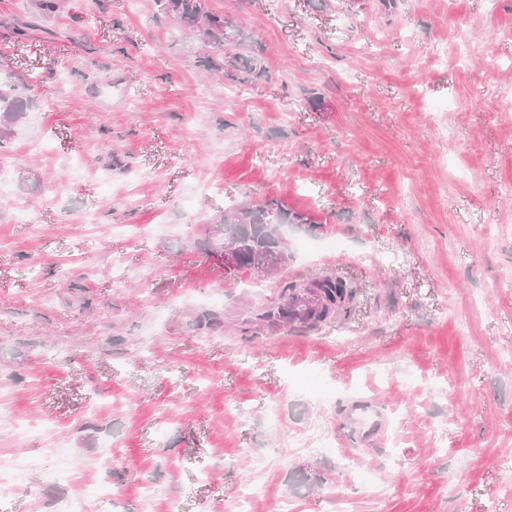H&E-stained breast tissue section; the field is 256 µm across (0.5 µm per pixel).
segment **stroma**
I'll return each mask as SVG.
<instances>
[{"label":"stroma","instance_id":"obj_1","mask_svg":"<svg viewBox=\"0 0 512 512\" xmlns=\"http://www.w3.org/2000/svg\"><path fill=\"white\" fill-rule=\"evenodd\" d=\"M40 3L0 0V456L43 462L0 512H231L260 457L257 512H512V0H204L233 48ZM270 199L308 219L287 267L225 269L205 224ZM325 274L347 311L245 330ZM28 102L18 86L0 87V148L16 135V127L24 118Z\"/></svg>","mask_w":512,"mask_h":512}]
</instances>
